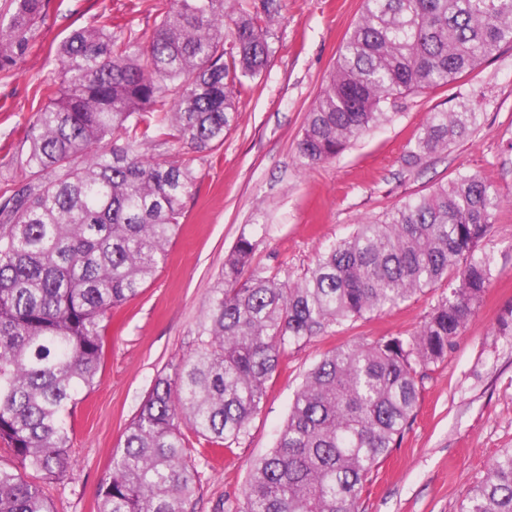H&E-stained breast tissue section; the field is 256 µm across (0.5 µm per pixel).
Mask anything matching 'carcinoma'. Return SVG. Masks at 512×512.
<instances>
[{"instance_id":"1","label":"carcinoma","mask_w":512,"mask_h":512,"mask_svg":"<svg viewBox=\"0 0 512 512\" xmlns=\"http://www.w3.org/2000/svg\"><path fill=\"white\" fill-rule=\"evenodd\" d=\"M0 14V69L22 63L47 0ZM144 37L112 25L62 41L59 81L26 132L39 176L0 202V444L25 471L0 467V512H53L45 484L70 480L69 421L98 381L105 321L166 260L192 168L147 156L140 127H164L197 154L224 143L237 88L272 50L259 22L276 0H157ZM512 45V0H362L329 80L307 112L297 153L334 159L389 119L388 104L446 86ZM467 102L432 112L408 162L476 131ZM502 202L478 172L410 197L358 225L297 279L253 265L241 236L224 257L196 346L159 374L98 487V512H195L200 472L187 428L231 450L260 411L286 347L346 320L382 313L445 283L448 295L406 335L358 339L308 371L274 446L255 460L230 512H359L375 467L410 423L432 366L445 361L494 277L481 245ZM459 512H512V448L502 450Z\"/></svg>"}]
</instances>
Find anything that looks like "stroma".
I'll use <instances>...</instances> for the list:
<instances>
[{
  "label": "stroma",
  "mask_w": 512,
  "mask_h": 512,
  "mask_svg": "<svg viewBox=\"0 0 512 512\" xmlns=\"http://www.w3.org/2000/svg\"><path fill=\"white\" fill-rule=\"evenodd\" d=\"M156 0H49L24 63L0 70V191L30 181L25 131L46 104L40 86L54 76L56 52L70 32L106 13L136 33L152 31ZM361 0H281L269 23L273 55L247 80L238 122L207 155L150 130V155L193 168L197 194L166 263L141 294L112 311L105 363L75 409L71 480L50 486L55 512H97V489L112 451L124 439L158 373L173 374L195 347L224 257L240 235L258 239L255 264L267 274L301 277L317 254L408 197L463 171L479 172L505 196L484 249L494 280L447 359L430 371L415 417L399 446L379 464L360 512H458L502 449L512 448V337L499 329L512 312V46L454 83L391 105L393 119L335 159L302 166L296 143L306 114L324 88ZM471 101L481 114L473 134L417 164L407 161L431 112ZM446 285L425 290L380 315L346 321L327 335L289 347L266 384L259 414L232 452L200 463L196 512L238 498L252 460L272 448L305 373L330 348L359 337L411 332Z\"/></svg>",
  "instance_id": "stroma-1"
}]
</instances>
